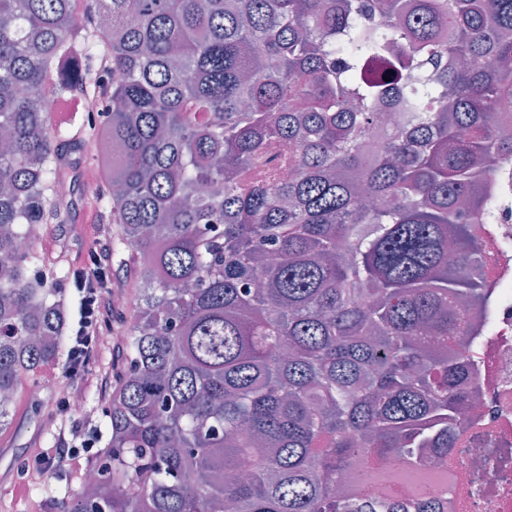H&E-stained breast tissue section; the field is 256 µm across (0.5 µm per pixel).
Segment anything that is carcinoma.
<instances>
[{
    "instance_id": "carcinoma-1",
    "label": "carcinoma",
    "mask_w": 512,
    "mask_h": 512,
    "mask_svg": "<svg viewBox=\"0 0 512 512\" xmlns=\"http://www.w3.org/2000/svg\"><path fill=\"white\" fill-rule=\"evenodd\" d=\"M74 153L141 304L95 481L49 473V512H444L345 485L455 447L456 341L495 335L512 0H0V431L65 352L75 271L35 240Z\"/></svg>"
}]
</instances>
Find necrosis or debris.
Returning <instances> with one entry per match:
<instances>
[{"label": "necrosis or debris", "mask_w": 512, "mask_h": 512, "mask_svg": "<svg viewBox=\"0 0 512 512\" xmlns=\"http://www.w3.org/2000/svg\"><path fill=\"white\" fill-rule=\"evenodd\" d=\"M486 285L496 297V334L477 354L480 372L453 452L411 475L403 461L387 466L404 494L444 484L447 512H512V251L497 253Z\"/></svg>", "instance_id": "1"}]
</instances>
